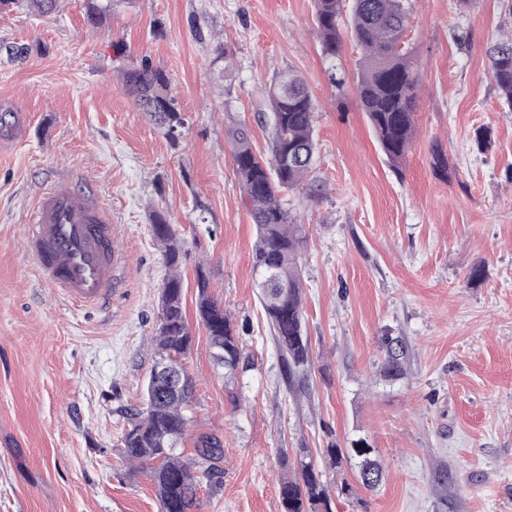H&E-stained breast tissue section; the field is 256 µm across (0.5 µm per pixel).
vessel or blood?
<instances>
[{"instance_id": "obj_1", "label": "vessel or blood", "mask_w": 512, "mask_h": 512, "mask_svg": "<svg viewBox=\"0 0 512 512\" xmlns=\"http://www.w3.org/2000/svg\"><path fill=\"white\" fill-rule=\"evenodd\" d=\"M110 212L92 192L60 180L32 210L25 247L40 280L79 307L112 297L119 253Z\"/></svg>"}]
</instances>
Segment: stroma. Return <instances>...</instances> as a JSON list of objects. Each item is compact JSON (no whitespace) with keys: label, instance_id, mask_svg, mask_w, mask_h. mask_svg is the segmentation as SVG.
<instances>
[{"label":"stroma","instance_id":"35a3bbf8","mask_svg":"<svg viewBox=\"0 0 512 512\" xmlns=\"http://www.w3.org/2000/svg\"><path fill=\"white\" fill-rule=\"evenodd\" d=\"M313 28L314 0H116L99 27L83 0H60L44 18L0 14V43L32 48L23 62L0 55V123L32 116L0 149V512H159L119 445L121 413L141 402L154 362L169 270L151 214L162 207L187 250L195 394L183 448L202 434L224 445L221 481L200 488L198 512H282L283 450L360 439L383 481L358 485L355 459L325 470L333 512H512V109L486 55L512 32V0H413L406 40L421 98L397 172L360 107L358 48L345 41L328 62ZM222 46L232 70L216 59ZM143 56L166 70L187 118L178 140L121 86ZM285 71L316 100L314 175L327 186L320 198L288 197L308 235L299 266L312 353L294 391L257 300L255 226L225 136L245 126L268 155L260 89ZM436 142L444 178L432 169ZM71 174L111 209L124 257L97 308L55 294L23 249L38 193ZM201 261L250 358L230 391L194 313ZM388 336L408 346L396 379L382 371Z\"/></svg>","mask_w":512,"mask_h":512}]
</instances>
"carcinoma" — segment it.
Masks as SVG:
<instances>
[{"label": "carcinoma", "instance_id": "carcinoma-1", "mask_svg": "<svg viewBox=\"0 0 512 512\" xmlns=\"http://www.w3.org/2000/svg\"><path fill=\"white\" fill-rule=\"evenodd\" d=\"M85 2L86 20L94 26L101 24L112 8V0ZM340 2L314 0L315 34L328 59H336L346 37L360 51L358 100L387 163L395 169L410 147L419 102L415 64L405 41L410 0H353L346 22L341 17ZM58 4L59 0H0V13L17 10L48 17L56 12ZM487 56L500 98L512 105V34L493 41ZM121 83L134 104L150 115L162 133L177 140L186 119L177 107L166 72L150 58L142 57L122 70ZM262 96L268 103L265 120L270 131V156L263 157L252 149L247 130L242 127H230L226 135L233 144L234 171L255 224L252 270L258 295L283 356L288 388L292 389L295 382L307 379L311 362L298 268L306 228L292 215L282 194L304 190L308 197L320 198L326 194V184L310 178L317 154L316 104L304 79L292 71L285 72L264 87ZM431 157L433 169L448 174V157L440 144L432 145ZM151 232L169 268L152 336L154 358L170 359L183 370L193 343L180 274L185 241L164 209L153 211ZM196 288V310L210 348L224 355V365L216 370L229 385L248 369L249 358L244 356L229 316L209 293V274L202 262L196 265ZM406 355L403 341L386 338L384 375H401ZM184 377L185 389L175 391L166 382L148 376L141 406L125 413L120 438L126 463L150 478L160 512H196L200 507L198 488L221 472L218 463L224 458L223 443L215 435L199 436L190 456L168 442L174 434L184 440L191 427L189 410L195 382L188 373ZM373 453L374 449L360 440L350 448H324L320 459L332 469L345 458L359 459V482L374 488L382 481L383 470ZM281 467L279 496L283 512H332L331 494L311 449H295L292 459L283 456Z\"/></svg>", "mask_w": 512, "mask_h": 512}]
</instances>
